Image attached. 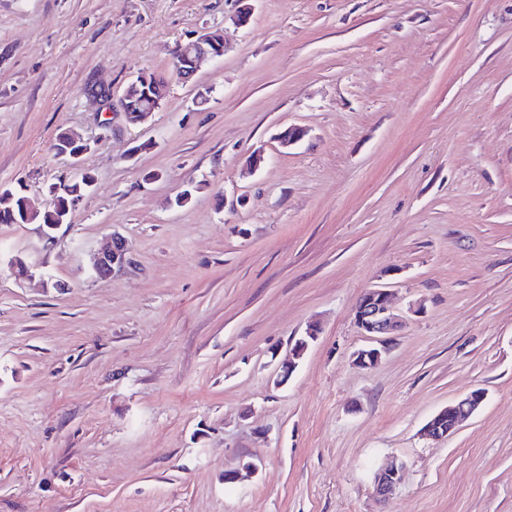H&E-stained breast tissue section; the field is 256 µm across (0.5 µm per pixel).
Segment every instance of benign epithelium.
Segmentation results:
<instances>
[{
	"mask_svg": "<svg viewBox=\"0 0 512 512\" xmlns=\"http://www.w3.org/2000/svg\"><path fill=\"white\" fill-rule=\"evenodd\" d=\"M224 35L220 30L206 31L200 36L178 44L172 53V62L176 77L183 81H191L208 62L215 61L224 56ZM128 93L119 98V107L125 113L126 119L132 124L143 123L148 120L156 108L146 106L131 113L127 109ZM91 150V144L69 132H62L56 142V152L59 156L69 158L72 172L79 173L84 170L81 164L83 155ZM129 262L128 252L123 240L114 236L109 247L93 258L92 269L100 278L112 275L115 268ZM354 321L361 335L376 340L381 347H369L359 350L355 355V362L361 368L376 364L381 358L385 344V337L396 335L403 327V321L394 314L391 308L390 293L385 288H373L365 292L353 308ZM317 331L309 330L307 336L296 341L288 355V361L283 363L277 374L276 384L285 385L298 366L308 348V340L316 338ZM485 399L484 391L476 389L448 404L447 407L436 413L425 425L424 433L440 439L452 435L459 423L476 412ZM402 469L391 464L380 469L374 476V493L376 497L387 502L393 495L397 484L401 480Z\"/></svg>",
	"mask_w": 512,
	"mask_h": 512,
	"instance_id": "1",
	"label": "benign epithelium"
}]
</instances>
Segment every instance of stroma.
Instances as JSON below:
<instances>
[{"instance_id": "35a3bbf8", "label": "stroma", "mask_w": 512, "mask_h": 512, "mask_svg": "<svg viewBox=\"0 0 512 512\" xmlns=\"http://www.w3.org/2000/svg\"><path fill=\"white\" fill-rule=\"evenodd\" d=\"M239 9L0 0V188L46 200L62 131L95 179L52 238L0 224V512H512V0ZM210 29L223 58L182 84L173 47ZM145 70L169 89L133 125ZM372 288L403 329L363 369ZM128 262V252L123 240L113 236L109 247L93 258L92 269L99 278H107L112 275L115 268ZM316 335L317 331L315 329H310L307 336L296 341L288 355V362L282 363L279 368L276 378L277 385L282 386L288 383V380L298 366V361L303 357L308 348V339L314 340ZM485 399L483 390L476 389L448 404L425 425V435L440 439L452 435L459 423L476 412ZM401 473V467H398L396 464H391L380 469L375 474L373 481L374 493L380 501H389L397 484L401 480Z\"/></svg>"}]
</instances>
